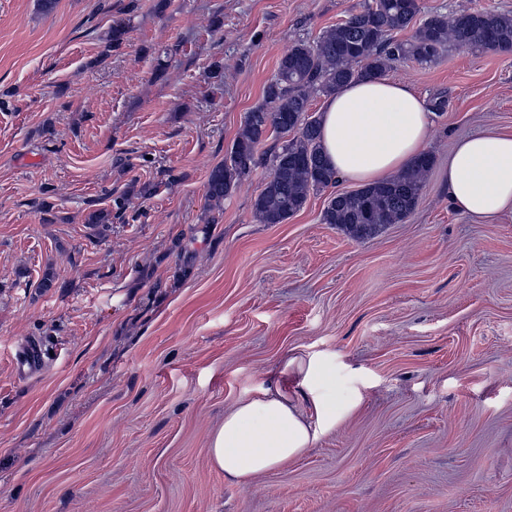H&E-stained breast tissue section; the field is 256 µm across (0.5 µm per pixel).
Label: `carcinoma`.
<instances>
[{"label":"carcinoma","instance_id":"obj_1","mask_svg":"<svg viewBox=\"0 0 512 512\" xmlns=\"http://www.w3.org/2000/svg\"><path fill=\"white\" fill-rule=\"evenodd\" d=\"M409 28V39L393 38ZM128 29L125 19L112 21L107 48L121 47ZM450 48L512 52V13L476 9L424 16L421 0H363L316 41L292 45L264 90V103L246 113L229 159L211 169L207 207L222 210L236 182L258 163L259 146L271 128L283 141L271 154V172L255 199L254 217L260 224L283 223L304 207L312 192L336 183L321 149L320 117L308 114L311 96L331 95L352 82L381 76L395 62L436 63ZM433 163L426 152L388 180L330 197L323 223L363 240L403 222L417 206ZM84 224L103 238L112 225V207L88 210Z\"/></svg>","mask_w":512,"mask_h":512}]
</instances>
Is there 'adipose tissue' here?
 Wrapping results in <instances>:
<instances>
[{
	"label": "adipose tissue",
	"mask_w": 512,
	"mask_h": 512,
	"mask_svg": "<svg viewBox=\"0 0 512 512\" xmlns=\"http://www.w3.org/2000/svg\"><path fill=\"white\" fill-rule=\"evenodd\" d=\"M322 146L337 179L370 184L387 180L421 154L431 136L432 114L407 84L377 77L349 84L322 108ZM448 201L463 214L494 219L512 213V133L482 132L460 138L448 156ZM301 378L307 419L293 397L261 390L224 418L211 438L217 469L232 483L300 455L338 418L336 403L322 395L330 372L317 359L288 360Z\"/></svg>",
	"instance_id": "adipose-tissue-1"
}]
</instances>
